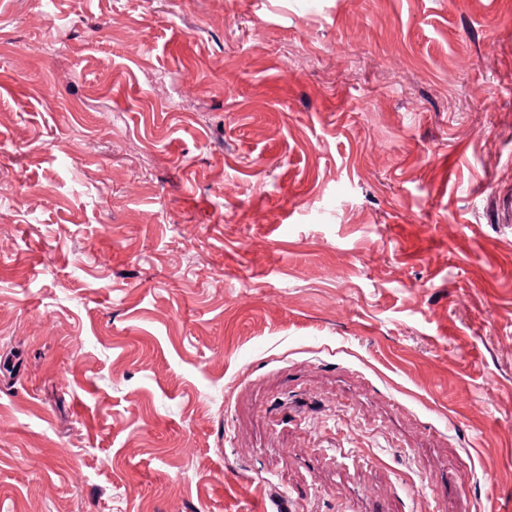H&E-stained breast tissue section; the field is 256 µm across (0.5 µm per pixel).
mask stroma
Masks as SVG:
<instances>
[{"label":"stroma","instance_id":"obj_1","mask_svg":"<svg viewBox=\"0 0 512 512\" xmlns=\"http://www.w3.org/2000/svg\"><path fill=\"white\" fill-rule=\"evenodd\" d=\"M0 512H512V0H0Z\"/></svg>","mask_w":512,"mask_h":512}]
</instances>
